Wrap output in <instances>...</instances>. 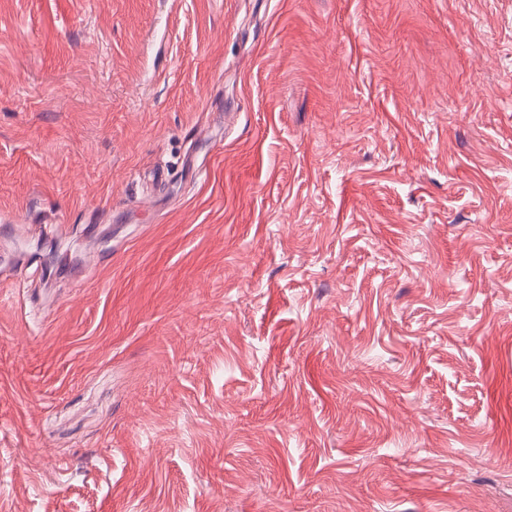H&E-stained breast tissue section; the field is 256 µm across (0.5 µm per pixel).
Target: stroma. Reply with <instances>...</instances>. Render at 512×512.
I'll return each mask as SVG.
<instances>
[{"instance_id":"35a3bbf8","label":"stroma","mask_w":512,"mask_h":512,"mask_svg":"<svg viewBox=\"0 0 512 512\" xmlns=\"http://www.w3.org/2000/svg\"><path fill=\"white\" fill-rule=\"evenodd\" d=\"M0 512H512V0H0Z\"/></svg>"}]
</instances>
